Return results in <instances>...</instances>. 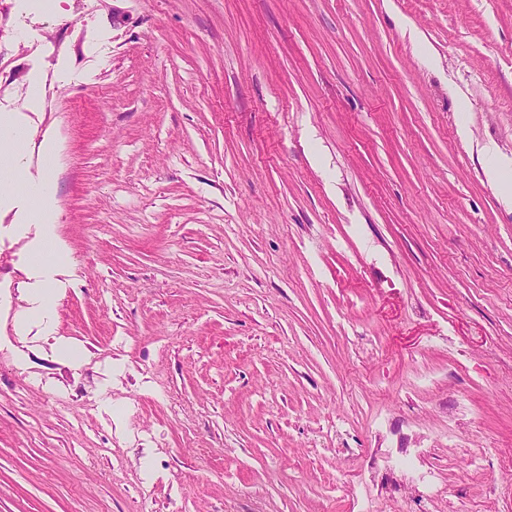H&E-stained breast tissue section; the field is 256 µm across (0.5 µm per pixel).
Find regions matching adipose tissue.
Instances as JSON below:
<instances>
[{
  "mask_svg": "<svg viewBox=\"0 0 512 512\" xmlns=\"http://www.w3.org/2000/svg\"><path fill=\"white\" fill-rule=\"evenodd\" d=\"M27 143L25 130L7 117L0 118V189L14 190L24 187L30 198L33 210L40 223L39 235L30 242L29 268L40 276L42 285L26 291V305L17 314V324L21 330L40 327L43 341L48 342L50 351L57 360L72 367H80L84 362L82 350L73 342L57 336L54 323L55 291L52 287L54 264L47 260V252L66 254L64 243L58 238L54 225L55 181L45 177L37 183L25 180V174L17 158Z\"/></svg>",
  "mask_w": 512,
  "mask_h": 512,
  "instance_id": "1",
  "label": "adipose tissue"
}]
</instances>
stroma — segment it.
Listing matches in <instances>:
<instances>
[{"label": "stroma", "instance_id": "1", "mask_svg": "<svg viewBox=\"0 0 512 512\" xmlns=\"http://www.w3.org/2000/svg\"><path fill=\"white\" fill-rule=\"evenodd\" d=\"M0 114V512H512V0H0ZM0 196L2 188L15 190L18 183L25 186L33 210L40 223L39 235L29 243V269L42 277V288H27L24 298L27 306L17 314V325L22 331L32 326L41 327L45 343H49L52 356L71 367L79 368L85 358L82 350L73 342L56 336L54 323L55 291L52 288L55 265L46 259L47 251L64 255L66 246L58 238L54 221L55 181L51 175L38 183H28L17 157L27 143L26 131L7 117L0 118ZM52 340V342H50Z\"/></svg>", "mask_w": 512, "mask_h": 512}]
</instances>
